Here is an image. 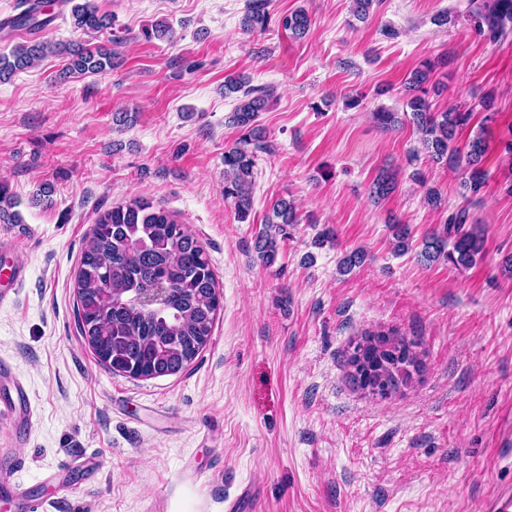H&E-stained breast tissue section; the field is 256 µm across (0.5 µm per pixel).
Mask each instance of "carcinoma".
<instances>
[{"label": "carcinoma", "mask_w": 512, "mask_h": 512, "mask_svg": "<svg viewBox=\"0 0 512 512\" xmlns=\"http://www.w3.org/2000/svg\"><path fill=\"white\" fill-rule=\"evenodd\" d=\"M43 0H22L24 9L0 21V31L39 30L54 16L42 9ZM69 8L71 26L88 34L112 33V15L101 13L93 0H62ZM474 27L488 28L492 36L506 33L512 24V0H483L471 10ZM269 22L264 0H256L242 19L243 30L264 31ZM282 27L300 38L309 29V15L296 10L281 20ZM52 51L40 41L15 46L0 53V81L32 67ZM67 58L65 73H100L112 68V50L102 45H63ZM435 63L423 61L407 77L406 107L399 114L381 110L376 121L392 129L408 118L420 136L425 153L433 161L452 167L465 166L462 197H476L485 187L488 172L482 163L487 153L484 131L456 146L457 134L469 122L471 111L432 109L428 100ZM240 75L224 79V95L243 92L229 121L245 131L240 141L224 150V199L238 218L248 217L251 187L255 178V151L260 148L259 113L268 105V94H255ZM395 188L393 177L380 174L372 193L383 198ZM14 196L0 183V223H18ZM467 210L451 215L439 230L423 242L421 255L429 262L444 259L456 268L468 269L484 256V230L478 224L466 227ZM299 223L295 206L281 198L272 205L263 230L257 235L255 251L266 266L275 263L279 240L288 227ZM394 250H409L410 234L404 225L393 227ZM77 319L82 335L98 337L100 348L112 355V370L133 378L173 375L184 369L208 342L220 307L219 287L210 260L201 243L169 210L145 199L114 206L99 215L89 235L76 279ZM381 343L404 350L410 361L417 360L415 343L396 332Z\"/></svg>", "instance_id": "1"}]
</instances>
